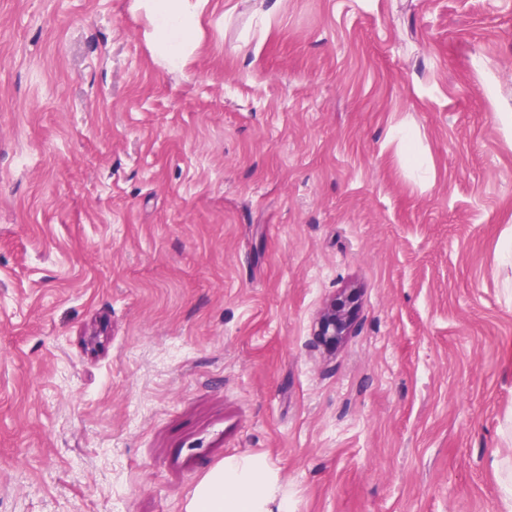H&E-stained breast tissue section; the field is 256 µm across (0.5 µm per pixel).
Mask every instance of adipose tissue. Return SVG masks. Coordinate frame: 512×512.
Here are the masks:
<instances>
[{
	"instance_id": "adipose-tissue-1",
	"label": "adipose tissue",
	"mask_w": 512,
	"mask_h": 512,
	"mask_svg": "<svg viewBox=\"0 0 512 512\" xmlns=\"http://www.w3.org/2000/svg\"><path fill=\"white\" fill-rule=\"evenodd\" d=\"M209 0H134L148 28L145 37L166 69L182 70L201 32ZM187 512H289L288 493L266 467L249 458L221 463L197 487Z\"/></svg>"
}]
</instances>
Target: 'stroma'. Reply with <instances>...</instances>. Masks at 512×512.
Returning a JSON list of instances; mask_svg holds the SVG:
<instances>
[{"instance_id": "obj_1", "label": "stroma", "mask_w": 512, "mask_h": 512, "mask_svg": "<svg viewBox=\"0 0 512 512\" xmlns=\"http://www.w3.org/2000/svg\"><path fill=\"white\" fill-rule=\"evenodd\" d=\"M146 27L0 0V512H186L232 456L502 512L512 0H211L180 72ZM347 300H336L326 308L318 322L317 336H325L330 340H335L339 336H345L349 327V310L346 309Z\"/></svg>"}]
</instances>
